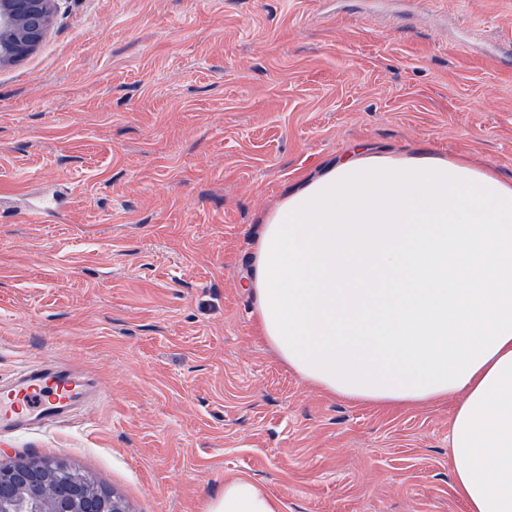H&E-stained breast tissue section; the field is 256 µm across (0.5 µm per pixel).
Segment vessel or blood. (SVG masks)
<instances>
[{"mask_svg":"<svg viewBox=\"0 0 512 512\" xmlns=\"http://www.w3.org/2000/svg\"><path fill=\"white\" fill-rule=\"evenodd\" d=\"M91 395L89 384L67 367L32 366L0 386V427L20 431L65 423Z\"/></svg>","mask_w":512,"mask_h":512,"instance_id":"b4317fda","label":"vessel or blood"}]
</instances>
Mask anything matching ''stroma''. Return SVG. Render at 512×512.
Listing matches in <instances>:
<instances>
[{
  "instance_id": "35a3bbf8",
  "label": "stroma",
  "mask_w": 512,
  "mask_h": 512,
  "mask_svg": "<svg viewBox=\"0 0 512 512\" xmlns=\"http://www.w3.org/2000/svg\"><path fill=\"white\" fill-rule=\"evenodd\" d=\"M508 37L512 0H55L0 66V382L58 362L98 391L0 458L63 463L127 512H204L238 477L280 512H467L453 401L324 394L242 279L266 212L347 145L512 178Z\"/></svg>"
}]
</instances>
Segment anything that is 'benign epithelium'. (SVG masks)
Here are the masks:
<instances>
[{
	"mask_svg": "<svg viewBox=\"0 0 512 512\" xmlns=\"http://www.w3.org/2000/svg\"><path fill=\"white\" fill-rule=\"evenodd\" d=\"M53 0H0V65L34 50L49 30ZM63 466L45 459L0 462V512H14L15 495H30L38 512H126L113 497L92 499L82 482L60 485L55 474Z\"/></svg>",
	"mask_w": 512,
	"mask_h": 512,
	"instance_id": "obj_1",
	"label": "benign epithelium"
}]
</instances>
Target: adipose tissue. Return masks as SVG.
<instances>
[{"mask_svg":"<svg viewBox=\"0 0 512 512\" xmlns=\"http://www.w3.org/2000/svg\"><path fill=\"white\" fill-rule=\"evenodd\" d=\"M266 344L338 398L456 399L448 435L468 512H512V178L425 149L354 144L269 211L246 279ZM206 512H280L225 482Z\"/></svg>","mask_w":512,"mask_h":512,"instance_id":"1","label":"adipose tissue"}]
</instances>
